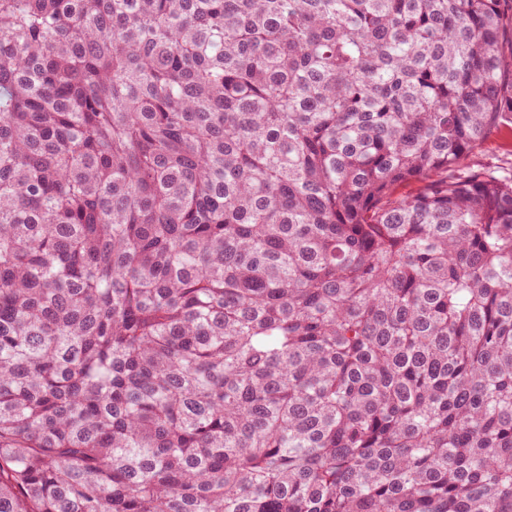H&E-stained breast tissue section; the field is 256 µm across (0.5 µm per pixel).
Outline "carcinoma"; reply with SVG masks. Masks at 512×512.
I'll list each match as a JSON object with an SVG mask.
<instances>
[{"label":"carcinoma","instance_id":"carcinoma-1","mask_svg":"<svg viewBox=\"0 0 512 512\" xmlns=\"http://www.w3.org/2000/svg\"><path fill=\"white\" fill-rule=\"evenodd\" d=\"M511 1L0 0V512H512ZM512 133L491 135L484 144L461 163L473 169L494 168L501 172L512 169Z\"/></svg>","mask_w":512,"mask_h":512}]
</instances>
